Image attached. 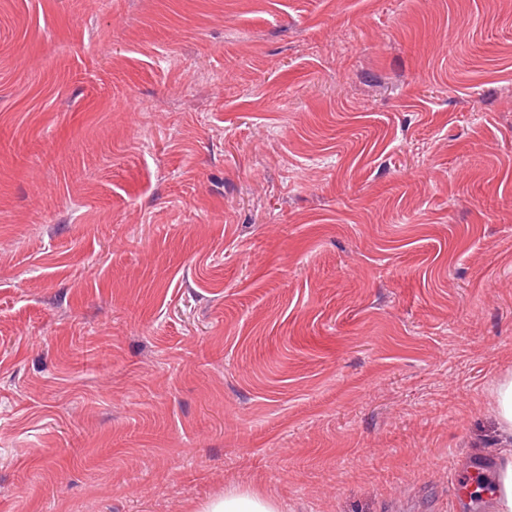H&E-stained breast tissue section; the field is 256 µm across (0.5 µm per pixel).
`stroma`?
Here are the masks:
<instances>
[{
	"mask_svg": "<svg viewBox=\"0 0 512 512\" xmlns=\"http://www.w3.org/2000/svg\"><path fill=\"white\" fill-rule=\"evenodd\" d=\"M512 374V0H0V512H463ZM278 504L255 490L224 493L206 506L205 512H279Z\"/></svg>",
	"mask_w": 512,
	"mask_h": 512,
	"instance_id": "35a3bbf8",
	"label": "stroma"
}]
</instances>
